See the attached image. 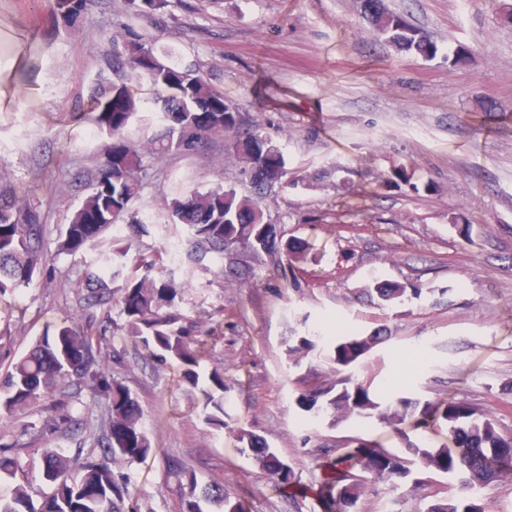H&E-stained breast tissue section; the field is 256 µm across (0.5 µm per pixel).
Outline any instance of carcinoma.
Listing matches in <instances>:
<instances>
[{
	"instance_id": "1",
	"label": "carcinoma",
	"mask_w": 512,
	"mask_h": 512,
	"mask_svg": "<svg viewBox=\"0 0 512 512\" xmlns=\"http://www.w3.org/2000/svg\"><path fill=\"white\" fill-rule=\"evenodd\" d=\"M85 4L86 0H54V15L70 22L83 12ZM122 4L145 14L163 9L167 0H122ZM364 9L376 34L399 50L424 58L436 56L437 44L401 14L382 8L381 0H365ZM112 68L117 80L94 88L88 116L100 132L125 146L119 153L105 148L85 199L57 241L60 254L81 256L97 251L100 261L88 265L84 275L70 283L76 316L46 327L0 378V414L10 417L39 406L48 428L74 421L68 402L55 400L59 390L88 389L107 410L104 431L93 442L100 454L86 461L82 475L74 478L65 456L45 452L42 477L49 490L17 483L8 493L0 494V512H125V500L131 497L130 479L116 477L114 468L146 460L153 448L137 398L126 385L112 379V358L102 356L100 346L94 344V337L102 335L97 329V313L106 315L114 305L124 318V335L141 346L147 357L178 364L182 381L202 398L205 422L224 428V371L215 368L206 373L201 369L212 328L206 327L205 318L182 306L181 284L156 274L164 263L162 254L131 258L132 243L112 234L120 221L136 228L140 236L148 233L146 222L129 217L140 197L145 156L195 151L223 137L227 150L240 162H256L268 169L271 184L253 186L250 195L218 187L166 199L161 205L173 223L187 229L189 257L198 264L208 257L214 259L222 283H246L253 275L254 263L265 256L285 277L309 250L307 242L289 238L269 223L262 206L287 175L281 149L256 126L244 123L224 91L177 62L161 58L137 36L122 38ZM127 76L147 78L158 94L154 114L161 130L143 142L128 135L143 108L131 94ZM47 260L45 225L36 208L0 173V296L29 286L43 275ZM373 288L383 303H399L408 292L422 294V288L414 284L407 288L377 280ZM385 339L384 330L379 329L369 334L350 332L328 344L326 359L334 364V375L299 390L298 408L316 419L339 412L378 418L399 431L410 421L421 425L440 418L448 425L453 447L430 448L408 439L406 447L412 458L406 460L376 444L369 448L345 446L336 456L333 471L323 479L320 512H349L369 480L386 475L406 479L415 464L425 470L461 475V494L434 501L427 512H486L473 490L496 481L505 468L512 467V436L500 433L492 419L464 403L450 402L440 410L400 398L395 404L382 405L353 368ZM27 432L25 427L12 442L0 445V478L16 476L19 465L11 449L23 447L20 439ZM237 438L241 452L281 486L296 483L288 463L253 432L240 429ZM168 469L175 479L180 512H246L244 503L224 484L200 482L180 458L170 457Z\"/></svg>"
}]
</instances>
